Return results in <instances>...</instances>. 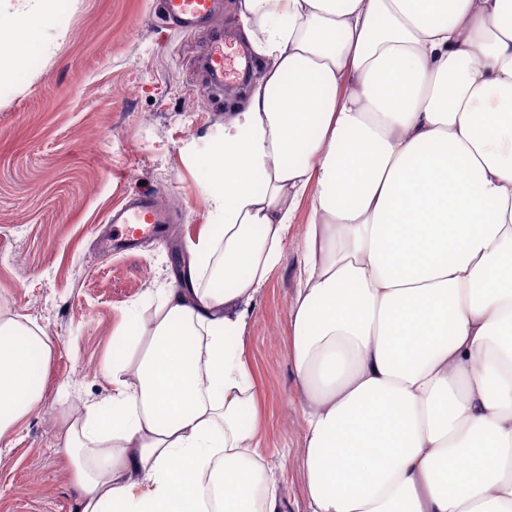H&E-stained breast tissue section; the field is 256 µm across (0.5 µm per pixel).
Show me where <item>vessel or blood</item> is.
<instances>
[{"label": "vessel or blood", "instance_id": "obj_1", "mask_svg": "<svg viewBox=\"0 0 512 512\" xmlns=\"http://www.w3.org/2000/svg\"><path fill=\"white\" fill-rule=\"evenodd\" d=\"M221 7L222 0H162L161 3L164 23L182 33H191L211 24ZM206 66L212 81L217 83L236 72L234 62L227 60L223 50L218 48L210 51ZM173 220V212L151 194L130 198L107 216V222L112 226V243L118 248L127 247L128 235L142 240L156 235L162 225Z\"/></svg>", "mask_w": 512, "mask_h": 512}]
</instances>
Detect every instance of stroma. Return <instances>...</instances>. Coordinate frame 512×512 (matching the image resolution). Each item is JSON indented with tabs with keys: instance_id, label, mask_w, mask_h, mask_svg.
Masks as SVG:
<instances>
[{
	"instance_id": "35a3bbf8",
	"label": "stroma",
	"mask_w": 512,
	"mask_h": 512,
	"mask_svg": "<svg viewBox=\"0 0 512 512\" xmlns=\"http://www.w3.org/2000/svg\"><path fill=\"white\" fill-rule=\"evenodd\" d=\"M158 0H60L65 41L0 78V313L47 336L53 354L38 408L0 440V512H70L76 489L57 451L75 406L103 402V361L133 311L149 317L184 251L212 220L199 157L232 106L200 67L216 39L240 56L234 0L191 34L170 30ZM141 192L177 212L168 237L101 247L98 224ZM309 220L301 206L285 257L249 317L247 364L261 399L259 446L282 512H307L303 424L288 309Z\"/></svg>"
}]
</instances>
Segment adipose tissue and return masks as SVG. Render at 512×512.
<instances>
[{
  "label": "adipose tissue",
  "mask_w": 512,
  "mask_h": 512,
  "mask_svg": "<svg viewBox=\"0 0 512 512\" xmlns=\"http://www.w3.org/2000/svg\"><path fill=\"white\" fill-rule=\"evenodd\" d=\"M57 0H0L25 66ZM259 70L204 160L215 223L69 421L72 512H281L244 420L249 312L309 203L288 319L307 512H512V0H238ZM52 348L0 319V438Z\"/></svg>",
  "instance_id": "obj_1"
}]
</instances>
